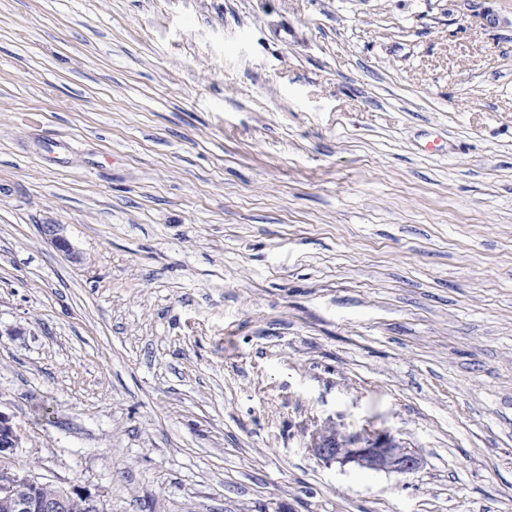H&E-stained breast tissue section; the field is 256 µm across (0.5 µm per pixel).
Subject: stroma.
<instances>
[{"mask_svg": "<svg viewBox=\"0 0 512 512\" xmlns=\"http://www.w3.org/2000/svg\"><path fill=\"white\" fill-rule=\"evenodd\" d=\"M0 411L105 512H512V0H0ZM360 441V435H352L349 444L343 447L336 439L335 427H327L313 438L311 450L328 464H354L362 469L399 473L419 468L420 458L414 451L397 446L387 433L379 435L367 446L358 445Z\"/></svg>", "mask_w": 512, "mask_h": 512, "instance_id": "stroma-1", "label": "stroma"}]
</instances>
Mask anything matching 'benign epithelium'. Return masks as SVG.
<instances>
[{
  "mask_svg": "<svg viewBox=\"0 0 512 512\" xmlns=\"http://www.w3.org/2000/svg\"><path fill=\"white\" fill-rule=\"evenodd\" d=\"M42 231L56 248L71 253L57 225L47 224ZM360 441L361 436L355 434L343 447L336 439V428L327 427L317 433L311 447L314 454L328 464H353L367 470L399 473L419 468L420 458L414 451L397 446L386 433L366 446L360 445ZM21 448L20 432L11 418L0 411V512H103L100 499L79 486L62 487L50 498L38 495L42 480L14 465Z\"/></svg>",
  "mask_w": 512,
  "mask_h": 512,
  "instance_id": "obj_1",
  "label": "benign epithelium"
}]
</instances>
